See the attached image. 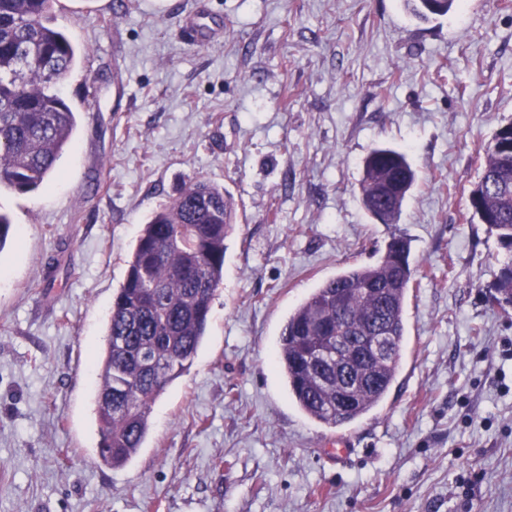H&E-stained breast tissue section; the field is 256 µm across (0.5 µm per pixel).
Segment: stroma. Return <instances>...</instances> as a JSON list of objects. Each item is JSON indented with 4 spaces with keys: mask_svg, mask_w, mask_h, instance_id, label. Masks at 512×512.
Masks as SVG:
<instances>
[{
    "mask_svg": "<svg viewBox=\"0 0 512 512\" xmlns=\"http://www.w3.org/2000/svg\"><path fill=\"white\" fill-rule=\"evenodd\" d=\"M56 0L77 130L47 187L0 192V512H512L506 258L469 195L512 121V0ZM221 37L198 45L188 16ZM379 146L416 172L399 223L360 203ZM236 204L224 284L143 448L97 456L96 365L143 226L190 181ZM411 241L407 345L382 406L330 428L270 363L325 280ZM351 443L337 457L334 442ZM490 288L494 292L487 296V302L492 307H498L504 311L512 308V259L503 262L498 269L496 278Z\"/></svg>",
    "mask_w": 512,
    "mask_h": 512,
    "instance_id": "1",
    "label": "stroma"
}]
</instances>
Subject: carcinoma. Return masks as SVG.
<instances>
[{"mask_svg": "<svg viewBox=\"0 0 512 512\" xmlns=\"http://www.w3.org/2000/svg\"><path fill=\"white\" fill-rule=\"evenodd\" d=\"M54 0H0V190L28 194L46 186L72 141L75 112L58 85L77 63L68 34L51 22ZM416 180L405 153L377 148L363 164L360 201L384 224L398 222ZM498 243L512 254V152L488 145L472 190ZM236 223L232 195L197 180L143 225L109 312L95 395L98 456L109 466L132 460L149 432L153 405L192 365L223 285L225 239ZM411 246L394 235L379 261L350 267L315 288L289 315L274 359L289 394L311 419L340 427L369 413L387 395L404 342L403 308L414 274ZM487 296L512 308V259ZM350 321L392 340L393 354L372 362L336 408V328Z\"/></svg>", "mask_w": 512, "mask_h": 512, "instance_id": "carcinoma-1", "label": "carcinoma"}]
</instances>
